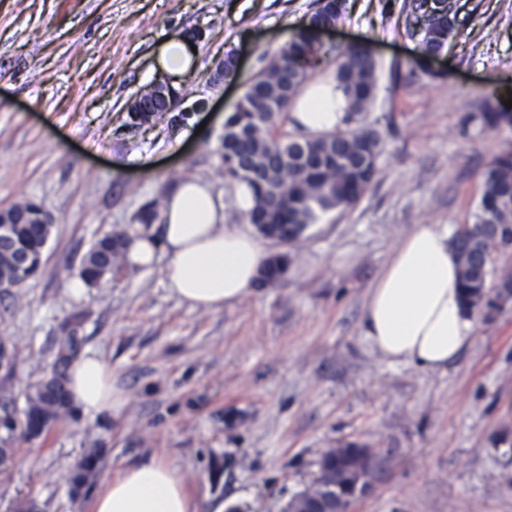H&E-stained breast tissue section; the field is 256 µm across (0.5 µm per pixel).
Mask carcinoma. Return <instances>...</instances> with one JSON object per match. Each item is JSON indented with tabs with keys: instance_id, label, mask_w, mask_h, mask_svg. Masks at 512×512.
<instances>
[{
	"instance_id": "cac0c4a2",
	"label": "carcinoma",
	"mask_w": 512,
	"mask_h": 512,
	"mask_svg": "<svg viewBox=\"0 0 512 512\" xmlns=\"http://www.w3.org/2000/svg\"><path fill=\"white\" fill-rule=\"evenodd\" d=\"M439 0H415V27L420 35L421 58L408 65L410 74L422 69L429 55L443 50L451 39L472 44L471 32L458 26L456 15L438 7ZM346 0H316L306 27L287 48L254 74L224 123L218 154L229 183L244 181L253 189L256 205L245 217L265 237L283 244L297 241L319 215L347 209L365 195L378 173L384 141L371 126H351L370 111L377 86V62L363 45L344 50L315 47L313 31L337 25L345 17ZM334 57V76L346 94L345 128L313 138L295 136L280 123L308 78V70L323 59ZM489 129L512 126V113L500 109L492 99L484 100L478 114L470 116ZM49 225L31 221L16 224L0 234V279L17 281L15 262L32 255L33 274H38V256L50 238ZM114 234L96 239L83 256L77 274L94 286L119 271L110 263ZM512 243V153L495 158L487 169L472 229L456 236L461 264V288L467 305L484 319L501 310L502 289L512 286V275L497 273L496 254ZM42 382L27 396L22 415L0 416V457H4L19 432H39L67 405L62 373ZM361 446L345 444L334 455L318 461L317 473L333 472L338 482L355 484L362 478ZM99 464V458L83 459L72 476L79 489Z\"/></svg>"
}]
</instances>
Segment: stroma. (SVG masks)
<instances>
[{
    "label": "stroma",
    "instance_id": "obj_1",
    "mask_svg": "<svg viewBox=\"0 0 512 512\" xmlns=\"http://www.w3.org/2000/svg\"><path fill=\"white\" fill-rule=\"evenodd\" d=\"M315 0H0V208L31 201L52 215L41 273L0 291V404L24 406L62 341L112 371V412L80 411L40 437H19L0 465V512L34 500L42 512H84L123 469L174 465L198 512H279L310 483L323 452L357 442L387 466L355 512H512V457L495 442L512 424V306L476 318L470 345L445 369L390 361L362 333L369 291L420 224H469L482 176L512 152V128L468 122L489 94L512 98V0H455L479 48L449 42L409 76L419 38L409 0H348L323 37L364 44L378 62L364 122L380 131L378 174L351 208L323 215L283 252L288 272L221 311L180 302L159 254L73 297L69 283L97 238L159 235L138 211L173 184L200 178L224 198V226L247 223L216 153L243 84L287 47ZM205 31L197 66L181 80L188 101L207 99L176 138L168 119L128 128L125 107L159 75L160 43ZM236 49L237 81L209 77ZM103 459L79 496L69 478L81 458Z\"/></svg>",
    "mask_w": 512,
    "mask_h": 512
}]
</instances>
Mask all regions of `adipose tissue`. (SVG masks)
Wrapping results in <instances>:
<instances>
[{"label": "adipose tissue", "instance_id": "obj_1", "mask_svg": "<svg viewBox=\"0 0 512 512\" xmlns=\"http://www.w3.org/2000/svg\"><path fill=\"white\" fill-rule=\"evenodd\" d=\"M196 56L182 36L160 45L157 66L178 78L193 71ZM347 99L334 76L312 81L296 101L294 127L310 137L335 131ZM160 237L140 235L127 259L152 266L166 253L165 279L183 303L220 311L251 294L267 255L248 231L224 227V202L199 179L183 180L165 196ZM455 228L421 224L409 234L371 288L363 329L393 361L423 370L444 368L471 341L475 314L464 302ZM72 406L96 418L112 412V371L99 357L73 363L67 381ZM87 512H197L177 468L154 461L111 477L89 500Z\"/></svg>", "mask_w": 512, "mask_h": 512}]
</instances>
